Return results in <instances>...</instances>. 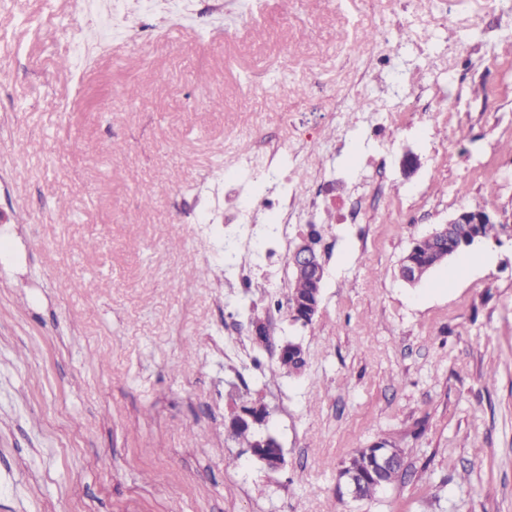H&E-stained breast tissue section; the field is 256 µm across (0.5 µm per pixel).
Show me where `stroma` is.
<instances>
[{"mask_svg": "<svg viewBox=\"0 0 512 512\" xmlns=\"http://www.w3.org/2000/svg\"><path fill=\"white\" fill-rule=\"evenodd\" d=\"M375 26L386 68L350 52ZM2 50L0 512H512V241L450 290L444 265L398 276L456 212L512 213V0H0ZM275 143L305 159L295 210L313 169L362 199L359 223L314 216L308 328L274 309L292 276L257 250L263 213L251 236L224 222L225 170L250 195ZM228 240L261 255L250 293ZM253 313L302 341L303 373L253 348ZM243 383L279 469L227 432ZM379 441L405 478L337 497Z\"/></svg>", "mask_w": 512, "mask_h": 512, "instance_id": "35a3bbf8", "label": "stroma"}]
</instances>
